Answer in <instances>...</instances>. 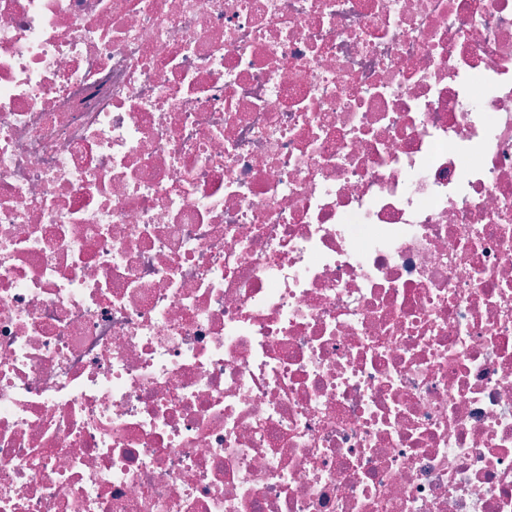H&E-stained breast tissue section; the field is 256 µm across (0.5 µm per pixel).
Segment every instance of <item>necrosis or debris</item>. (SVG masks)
Segmentation results:
<instances>
[{"label": "necrosis or debris", "mask_w": 512, "mask_h": 512, "mask_svg": "<svg viewBox=\"0 0 512 512\" xmlns=\"http://www.w3.org/2000/svg\"><path fill=\"white\" fill-rule=\"evenodd\" d=\"M0 512H512V0H0Z\"/></svg>", "instance_id": "1"}]
</instances>
